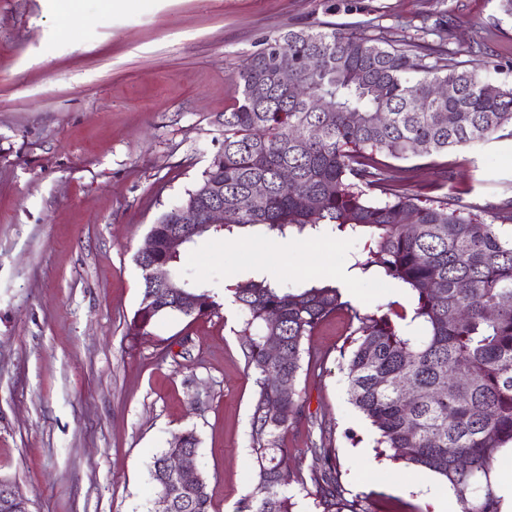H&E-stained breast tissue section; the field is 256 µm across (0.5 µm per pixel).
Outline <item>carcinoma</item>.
I'll return each mask as SVG.
<instances>
[{"label":"carcinoma","mask_w":512,"mask_h":512,"mask_svg":"<svg viewBox=\"0 0 512 512\" xmlns=\"http://www.w3.org/2000/svg\"><path fill=\"white\" fill-rule=\"evenodd\" d=\"M423 32L438 43L398 47L334 27L266 40L234 77L238 96L224 110L222 152L147 234L154 259L169 262L177 287L144 285L126 322L133 340L149 335L159 317L196 318L217 308L209 291L182 278L164 243L181 230L182 209L206 212L218 187L224 211L233 215L225 232L257 225L281 237L328 225L361 231L367 256L354 267L376 266L416 298L410 313L392 304L363 312L331 285L288 292L261 278L227 286L242 313L237 336L256 386L255 481L235 512H293L292 484L318 512H369L361 497H346L332 437L298 450L293 469L285 464L291 453L285 436L304 402L296 388L304 341L341 312L348 315L339 347L348 394L376 429L378 446L408 469L439 475L458 512H501L491 475L499 452L512 447V238L502 235V226L512 223V198L479 215L446 195L422 201L409 194L406 170L395 162L511 139L512 86L482 76L489 61L470 68L455 61L446 47L445 14ZM283 53L294 62L299 95L277 77ZM438 84L448 85L447 96L435 94ZM317 93L329 97V111L309 110L308 98ZM258 183L267 189L261 199L252 196ZM186 296L195 298L194 307L176 310ZM269 336L280 341L275 359L266 354ZM439 386L447 392L436 400ZM199 444L187 430L183 447L154 457L153 487L171 496L172 512H210L200 465L179 474L163 467L169 455L198 456Z\"/></svg>","instance_id":"1"}]
</instances>
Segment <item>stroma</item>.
<instances>
[{
    "label": "stroma",
    "mask_w": 512,
    "mask_h": 512,
    "mask_svg": "<svg viewBox=\"0 0 512 512\" xmlns=\"http://www.w3.org/2000/svg\"><path fill=\"white\" fill-rule=\"evenodd\" d=\"M453 19L451 49L483 36L496 82L512 85V20L498 0H0V477L30 512H158L154 456L187 430L200 439L212 512H233L253 484L256 387L221 304L162 317L134 342L142 297L134 255L222 149L234 74L260 41L330 23L400 46L424 19ZM414 171L410 193L482 206L512 190V140L457 149ZM362 237L337 231L280 253L263 227L198 238L180 268L223 299L276 258L277 283L340 288L356 307L392 301L391 278L356 269ZM345 319L306 340V448L333 437L341 480L370 512H433L446 483L381 455L348 401L338 349Z\"/></svg>",
    "instance_id": "stroma-1"
}]
</instances>
